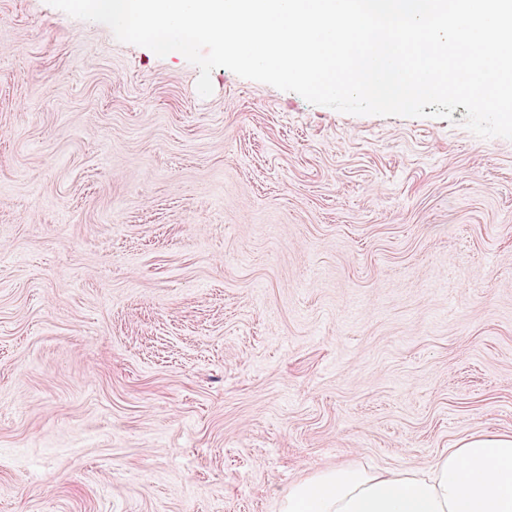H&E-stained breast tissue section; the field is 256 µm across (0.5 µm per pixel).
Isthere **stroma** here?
I'll return each mask as SVG.
<instances>
[{"label":"stroma","mask_w":512,"mask_h":512,"mask_svg":"<svg viewBox=\"0 0 512 512\" xmlns=\"http://www.w3.org/2000/svg\"><path fill=\"white\" fill-rule=\"evenodd\" d=\"M0 0V512H279L512 433V140Z\"/></svg>","instance_id":"35a3bbf8"}]
</instances>
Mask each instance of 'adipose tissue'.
I'll return each instance as SVG.
<instances>
[{"label": "adipose tissue", "mask_w": 512, "mask_h": 512, "mask_svg": "<svg viewBox=\"0 0 512 512\" xmlns=\"http://www.w3.org/2000/svg\"><path fill=\"white\" fill-rule=\"evenodd\" d=\"M280 512H512V434H475L420 468L339 465L289 487Z\"/></svg>", "instance_id": "obj_1"}]
</instances>
